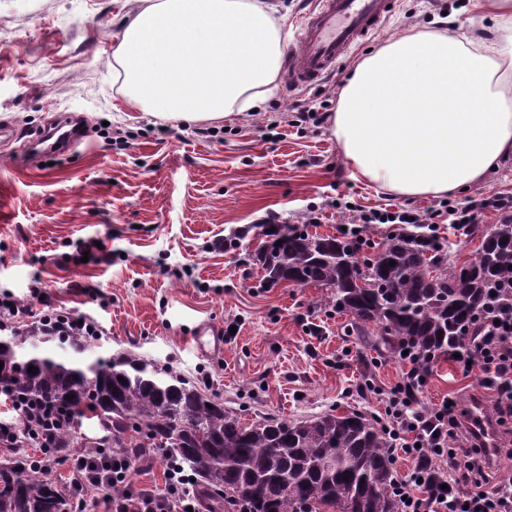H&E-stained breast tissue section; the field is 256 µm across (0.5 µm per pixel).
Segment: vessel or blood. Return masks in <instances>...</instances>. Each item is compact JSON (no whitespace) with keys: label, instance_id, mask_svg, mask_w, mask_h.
Returning a JSON list of instances; mask_svg holds the SVG:
<instances>
[{"label":"vessel or blood","instance_id":"b4317fda","mask_svg":"<svg viewBox=\"0 0 512 512\" xmlns=\"http://www.w3.org/2000/svg\"><path fill=\"white\" fill-rule=\"evenodd\" d=\"M392 0H314V6L298 22L288 50L286 85L311 88L335 74L353 49L376 35L390 14ZM75 137L70 132L46 131L29 142L30 150L43 154L68 151ZM197 351L224 344L218 327L199 323L192 336Z\"/></svg>","mask_w":512,"mask_h":512}]
</instances>
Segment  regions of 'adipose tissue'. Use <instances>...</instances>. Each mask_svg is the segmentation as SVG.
<instances>
[{"label": "adipose tissue", "mask_w": 512, "mask_h": 512, "mask_svg": "<svg viewBox=\"0 0 512 512\" xmlns=\"http://www.w3.org/2000/svg\"><path fill=\"white\" fill-rule=\"evenodd\" d=\"M493 39L408 28L363 57L328 122L354 173L402 197L443 196L512 157V0H484ZM284 20L264 0H146L114 71L163 121L218 123L277 87Z\"/></svg>", "instance_id": "adipose-tissue-1"}]
</instances>
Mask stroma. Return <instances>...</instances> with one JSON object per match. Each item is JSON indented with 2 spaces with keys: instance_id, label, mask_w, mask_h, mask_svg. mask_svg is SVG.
Segmentation results:
<instances>
[{
  "instance_id": "stroma-1",
  "label": "stroma",
  "mask_w": 512,
  "mask_h": 512,
  "mask_svg": "<svg viewBox=\"0 0 512 512\" xmlns=\"http://www.w3.org/2000/svg\"><path fill=\"white\" fill-rule=\"evenodd\" d=\"M142 0H0V286L27 298L41 281L58 308L89 313L107 330L86 360L132 351L167 364L216 393L244 419L304 418L356 408L383 415L403 366L349 333L351 318L314 285H268L256 258L263 219L306 223L337 236L364 208L419 212L455 196L401 197L355 176L328 121L297 131L290 107L320 95L337 102L358 59L404 29L470 24L492 33L478 0H396L393 15L318 89L278 85L256 112L225 119L222 140L196 123L162 122L132 107L112 75L123 23ZM65 122L81 140L51 164L24 156L26 141ZM273 125L271 136L260 128ZM122 137L107 141L108 131ZM317 223H309V216ZM209 321L226 329L224 349L198 353L191 336ZM479 389L438 359L420 396L428 407Z\"/></svg>"
}]
</instances>
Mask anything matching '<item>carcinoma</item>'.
Listing matches in <instances>:
<instances>
[{
	"mask_svg": "<svg viewBox=\"0 0 512 512\" xmlns=\"http://www.w3.org/2000/svg\"><path fill=\"white\" fill-rule=\"evenodd\" d=\"M415 237L394 234L372 255L367 244L284 224L268 235L258 261L271 284L329 289V303L352 318V331L374 351L395 355L408 346L427 359L455 348L489 297L512 305V219L494 225L461 263L452 243L425 250ZM29 340L66 344L74 357L27 352ZM89 344L87 336L0 337V389L28 403L35 426L49 411L66 416L56 457L67 458L79 443L73 425L95 418L114 448L141 457L161 449L223 512H400L390 439L365 412L245 422L172 368L131 352L88 361ZM72 508L73 494L25 456L0 462V512Z\"/></svg>",
	"mask_w": 512,
	"mask_h": 512,
	"instance_id": "carcinoma-1",
	"label": "carcinoma"
}]
</instances>
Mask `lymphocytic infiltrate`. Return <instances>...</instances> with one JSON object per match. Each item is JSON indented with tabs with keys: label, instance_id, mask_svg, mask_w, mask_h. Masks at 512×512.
<instances>
[{
	"label": "lymphocytic infiltrate",
	"instance_id": "lymphocytic-infiltrate-1",
	"mask_svg": "<svg viewBox=\"0 0 512 512\" xmlns=\"http://www.w3.org/2000/svg\"><path fill=\"white\" fill-rule=\"evenodd\" d=\"M490 212L512 218V194L467 199L421 214L400 207L357 208L345 233L353 235L357 224H430L445 215L466 233L472 225L483 223ZM42 293V287H34L22 301L1 288L0 330L28 321L57 335H105L97 318L58 310ZM462 345L455 364L466 374L478 369L479 386L494 392L501 440L494 452H487L467 409L459 402L421 408L420 395L431 365L418 360L411 363L389 392L381 421L394 447L403 449L411 459L410 471L395 479V490L405 499L401 512H512V478L494 474L496 458L512 457V309H484L472 331L464 334ZM142 470L140 462L114 451H75L70 457L74 512H89L100 501L110 512H188L195 506L189 491L191 478L176 463L165 462L163 483L153 489L137 487L135 477Z\"/></svg>",
	"mask_w": 512,
	"mask_h": 512
}]
</instances>
